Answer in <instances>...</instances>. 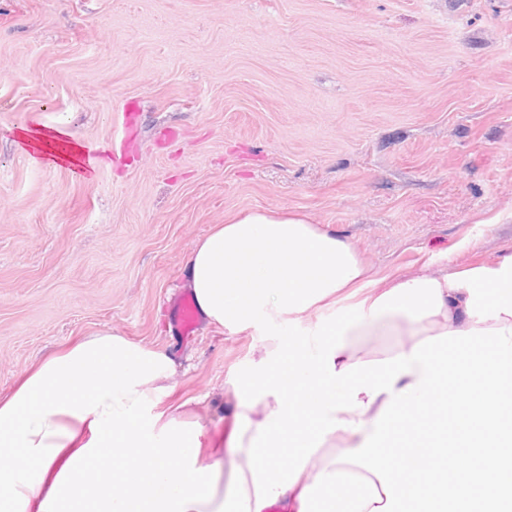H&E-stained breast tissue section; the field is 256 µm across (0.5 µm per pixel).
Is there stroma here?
<instances>
[{
    "instance_id": "1",
    "label": "stroma",
    "mask_w": 512,
    "mask_h": 512,
    "mask_svg": "<svg viewBox=\"0 0 512 512\" xmlns=\"http://www.w3.org/2000/svg\"><path fill=\"white\" fill-rule=\"evenodd\" d=\"M128 102L127 163L79 177L17 141L111 143ZM258 208L376 280L512 254V0H0V393L106 327L168 348L230 433L224 381L262 336L177 334L170 303L197 239ZM36 130L38 132H36ZM62 140H72L71 134L65 128L64 125H60L49 130H45L41 127L21 128L17 133V140L23 144V148L29 152L33 150L42 151L41 155L49 156L48 153L61 155L59 151L51 147L50 142L53 141L56 145L65 144L62 141H58L55 137Z\"/></svg>"
}]
</instances>
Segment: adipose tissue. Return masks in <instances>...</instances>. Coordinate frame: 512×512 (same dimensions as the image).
Instances as JSON below:
<instances>
[{
  "label": "adipose tissue",
  "mask_w": 512,
  "mask_h": 512,
  "mask_svg": "<svg viewBox=\"0 0 512 512\" xmlns=\"http://www.w3.org/2000/svg\"><path fill=\"white\" fill-rule=\"evenodd\" d=\"M185 274L209 325L264 330L224 382L229 436L210 434L197 398L176 397L171 353L100 329L0 394V512L512 504V254L368 294L351 240L262 209L213 225ZM343 300L362 318L311 323ZM372 336L395 342L381 353Z\"/></svg>",
  "instance_id": "ef3b65f1"
}]
</instances>
